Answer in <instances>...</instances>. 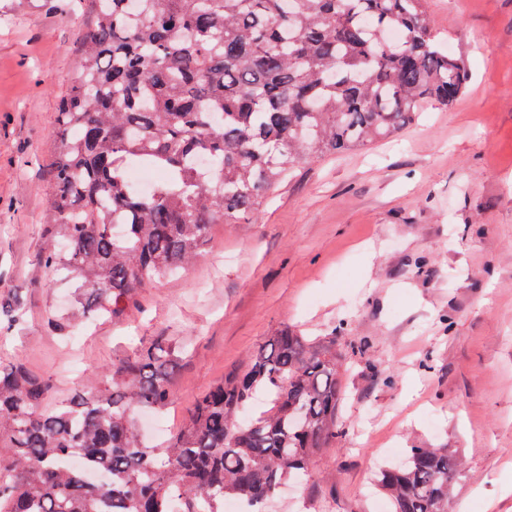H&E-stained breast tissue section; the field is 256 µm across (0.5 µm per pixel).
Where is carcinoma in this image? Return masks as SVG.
<instances>
[{
    "instance_id": "obj_1",
    "label": "carcinoma",
    "mask_w": 512,
    "mask_h": 512,
    "mask_svg": "<svg viewBox=\"0 0 512 512\" xmlns=\"http://www.w3.org/2000/svg\"><path fill=\"white\" fill-rule=\"evenodd\" d=\"M426 0H90L48 170L44 266L81 290L73 329L123 316L136 291L200 256L212 224L256 218L288 170L365 146L461 94L464 62L442 49ZM166 173L137 195L134 163ZM336 338L283 328L249 367L197 398L162 449L136 410L173 396L162 346L112 367V392L54 409L22 366L0 364V512H262L279 485L344 436ZM270 410L244 421L255 394ZM80 456L84 467L65 460ZM459 460L411 448L379 472L392 512H448Z\"/></svg>"
}]
</instances>
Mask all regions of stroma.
Returning a JSON list of instances; mask_svg holds the SVG:
<instances>
[{
  "mask_svg": "<svg viewBox=\"0 0 512 512\" xmlns=\"http://www.w3.org/2000/svg\"><path fill=\"white\" fill-rule=\"evenodd\" d=\"M464 59L450 106L403 131L298 166L249 224L212 225L186 272L140 289L127 322L62 333L74 281L45 268L47 176L58 106L86 28L83 0H0V363L49 386L46 407L112 387V364L159 343L173 400L154 446L199 395L244 372L283 327L335 338L343 357L336 449L265 512H376L392 449L463 462L450 512H512V0H427Z\"/></svg>",
  "mask_w": 512,
  "mask_h": 512,
  "instance_id": "1",
  "label": "stroma"
}]
</instances>
